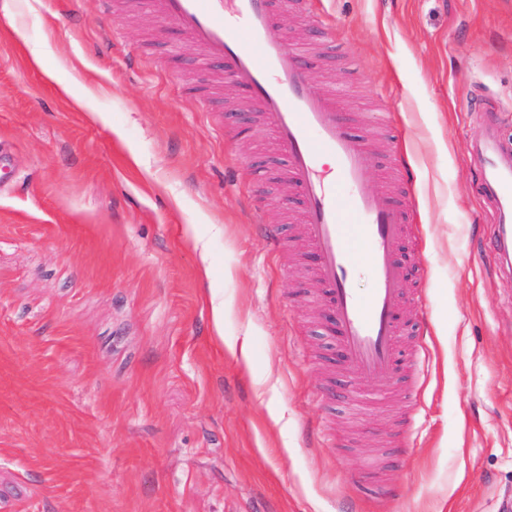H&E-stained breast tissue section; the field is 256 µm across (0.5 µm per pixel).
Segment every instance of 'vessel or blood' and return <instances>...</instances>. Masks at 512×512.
<instances>
[{"instance_id": "1", "label": "vessel or blood", "mask_w": 512, "mask_h": 512, "mask_svg": "<svg viewBox=\"0 0 512 512\" xmlns=\"http://www.w3.org/2000/svg\"><path fill=\"white\" fill-rule=\"evenodd\" d=\"M174 21L207 62L220 61L228 79L254 100L288 156V175L301 201L304 234L326 290L340 361L356 382L389 381L399 362L405 267L397 249L408 232L405 204L373 193L370 157L345 127L336 100L314 93L303 55L273 33L275 0H145ZM494 124L478 145L485 195L512 201V169ZM334 162L319 175L321 156ZM373 286L361 295L360 276Z\"/></svg>"}]
</instances>
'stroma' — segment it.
Instances as JSON below:
<instances>
[{
    "mask_svg": "<svg viewBox=\"0 0 512 512\" xmlns=\"http://www.w3.org/2000/svg\"><path fill=\"white\" fill-rule=\"evenodd\" d=\"M274 32L402 190L420 392L342 372L286 153L220 66L142 0H0V512L512 507V273L467 151L489 114L512 145V0H292Z\"/></svg>",
    "mask_w": 512,
    "mask_h": 512,
    "instance_id": "1",
    "label": "stroma"
}]
</instances>
